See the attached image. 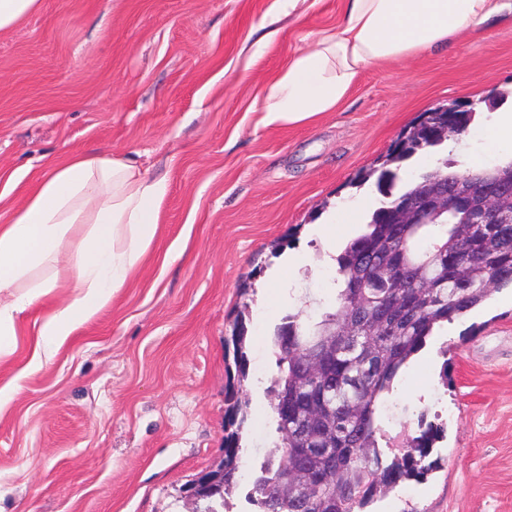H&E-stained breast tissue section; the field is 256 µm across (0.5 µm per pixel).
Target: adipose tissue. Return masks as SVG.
I'll return each mask as SVG.
<instances>
[{
  "label": "adipose tissue",
  "instance_id": "obj_1",
  "mask_svg": "<svg viewBox=\"0 0 512 512\" xmlns=\"http://www.w3.org/2000/svg\"><path fill=\"white\" fill-rule=\"evenodd\" d=\"M510 17L512 0H344L337 28L290 54L252 109L267 127L314 122L344 105L367 68ZM167 193L165 179L123 157L71 153L42 172L0 221V360L14 355L29 311H43L27 362L36 370L106 306L152 246ZM62 286L67 296L50 301Z\"/></svg>",
  "mask_w": 512,
  "mask_h": 512
}]
</instances>
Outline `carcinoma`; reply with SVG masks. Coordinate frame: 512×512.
I'll list each match as a JSON object with an SVG mask.
<instances>
[{
    "label": "carcinoma",
    "instance_id": "1",
    "mask_svg": "<svg viewBox=\"0 0 512 512\" xmlns=\"http://www.w3.org/2000/svg\"><path fill=\"white\" fill-rule=\"evenodd\" d=\"M469 112L421 113L385 155L377 186H388V166L423 149L430 131L463 128ZM497 190L512 193V162L475 173ZM385 202L374 210L366 230L336 257L339 285L334 306L304 325L296 316L280 324L272 340L278 375L272 411L279 433L308 420L329 431L334 453L313 458L295 447L275 443L252 475L248 501L257 512H363L374 497L404 480H421L432 465L423 464L442 430L428 425L406 440L402 453L388 459L379 445L383 395L411 357L420 352L435 328L483 303L492 292L512 285V221L471 230L467 211L454 207L448 216L423 224H384ZM246 328L234 323L231 342L238 379L247 377ZM224 423V488L242 471L240 447L249 401L228 396ZM315 470L314 493L284 496L287 467ZM336 485V500L328 487Z\"/></svg>",
    "mask_w": 512,
    "mask_h": 512
}]
</instances>
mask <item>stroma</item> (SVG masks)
Wrapping results in <instances>:
<instances>
[{
  "instance_id": "stroma-1",
  "label": "stroma",
  "mask_w": 512,
  "mask_h": 512,
  "mask_svg": "<svg viewBox=\"0 0 512 512\" xmlns=\"http://www.w3.org/2000/svg\"><path fill=\"white\" fill-rule=\"evenodd\" d=\"M277 34L258 49L262 19ZM340 0H43L0 32V216L35 176L71 152L121 156L166 179L154 246L135 277L58 349L25 371L28 336L0 367V512H205L190 484L223 455L225 393L236 367L224 347L247 327L249 416L242 455L259 469L278 439L271 338L291 315L333 304V272L315 224L338 246L386 202L364 174L425 110L455 100L512 106V21L462 32L444 54L368 68L351 97L317 124L265 127L251 109L309 31L336 26ZM470 124L454 149L395 166L396 188L449 161L500 164ZM305 263L289 302L263 292L283 253ZM382 417L391 444L425 421L443 426L425 479L377 495L370 512H512V289L440 329L397 376Z\"/></svg>"
}]
</instances>
